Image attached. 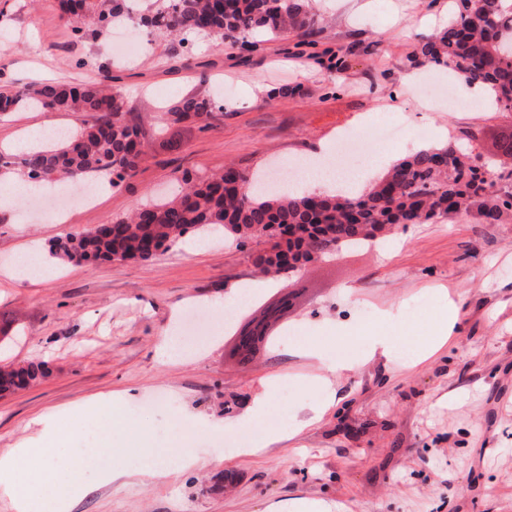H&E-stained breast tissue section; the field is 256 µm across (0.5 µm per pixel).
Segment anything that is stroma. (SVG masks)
Instances as JSON below:
<instances>
[{"label":"stroma","instance_id":"35a3bbf8","mask_svg":"<svg viewBox=\"0 0 512 512\" xmlns=\"http://www.w3.org/2000/svg\"><path fill=\"white\" fill-rule=\"evenodd\" d=\"M455 8V0H311L312 46L292 35L259 37L243 51L142 26L135 54L121 58L99 52L112 30L74 33L60 0H0V85L94 84L112 72L147 145L135 176L102 184L93 203L71 205L64 223H51L57 202L46 193L17 200L13 221L0 223V327L13 337L0 365L46 366L35 383L0 397V455L40 415L72 429L85 490L68 512H290L297 499L324 502L328 512H512V217L484 224L462 213L399 225L376 243L271 280L254 264L262 242L221 234L147 263L60 261L39 282L13 273L21 251L40 253L57 236L123 218L177 193L185 179L229 164L251 177L277 160L323 156L339 133L380 115L413 134L394 147L366 139L364 152L387 148L398 159L451 139L512 168L496 140L512 127V112L432 107L405 81L411 73L443 79L411 58ZM188 94L223 103L210 127L169 121L168 108ZM49 116L0 112V145ZM50 117L63 128L85 120ZM247 288L255 291L248 301ZM289 292L296 298L279 338L239 363L236 326ZM449 301L458 307L450 341L407 366L406 337L431 343V317ZM196 306L210 343L167 362L164 337ZM380 327L397 339L386 355L369 353L364 341ZM329 358L348 366L329 370ZM316 377L338 399L315 420ZM114 393L121 399L111 424L76 408ZM262 398L265 413L251 416ZM272 428L298 435L269 445ZM136 434L164 450L188 441L199 463L164 481L101 483L96 455Z\"/></svg>","mask_w":512,"mask_h":512}]
</instances>
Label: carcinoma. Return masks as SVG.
Listing matches in <instances>:
<instances>
[{"label": "carcinoma", "mask_w": 512, "mask_h": 512, "mask_svg": "<svg viewBox=\"0 0 512 512\" xmlns=\"http://www.w3.org/2000/svg\"><path fill=\"white\" fill-rule=\"evenodd\" d=\"M75 33L86 23L115 27L131 18L128 0H61ZM161 36L182 39L206 32L224 44L246 45L256 36L293 34L305 42L316 34L306 0H167L165 9L144 17ZM417 54L425 62L463 75L491 91L494 104L512 111V0H459L448 25L423 38ZM23 107L50 112H83L86 133L41 146L21 156L0 152V172H14L48 188L93 180L103 171L122 182L133 176L145 151L140 129L127 120L122 92L106 73L96 85L58 83L0 88V112ZM223 109L210 98L185 96L169 115L175 122L194 118L210 126ZM224 172L192 183L174 198L136 209L126 220L98 224L75 236L51 240L56 259L93 265L147 262L154 244L169 248L199 231L221 229L236 238L259 239L268 248L256 262L278 273H292L353 242H369L395 225L426 224L473 212L483 224H501L512 213V172L478 165L473 154L448 141L413 152L392 163L356 195L255 192L226 186ZM44 374L40 362L0 366V394L22 389Z\"/></svg>", "instance_id": "obj_1"}]
</instances>
